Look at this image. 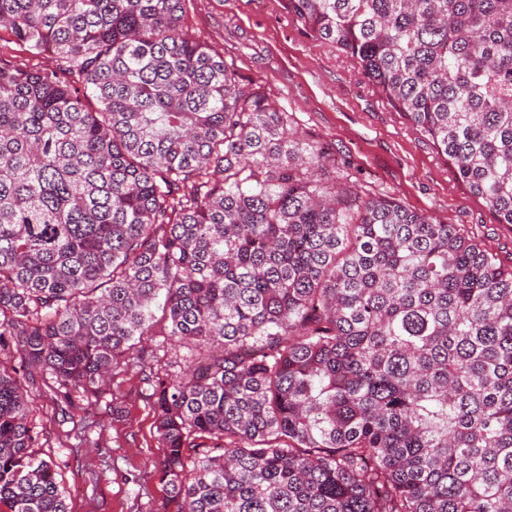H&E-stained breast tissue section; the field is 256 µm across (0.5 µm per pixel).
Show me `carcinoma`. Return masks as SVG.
<instances>
[{"instance_id":"cac0c4a2","label":"carcinoma","mask_w":512,"mask_h":512,"mask_svg":"<svg viewBox=\"0 0 512 512\" xmlns=\"http://www.w3.org/2000/svg\"><path fill=\"white\" fill-rule=\"evenodd\" d=\"M185 0H0V351L75 418L162 312L210 345L149 399L181 512H512V270L336 186ZM512 224V0H281ZM94 100L90 110L85 101ZM0 366V512H68ZM191 432L224 440L187 469ZM0 58L23 67L50 68L55 59L49 54L33 55L25 48L15 44L11 36L0 30Z\"/></svg>"}]
</instances>
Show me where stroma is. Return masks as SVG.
<instances>
[{
    "label": "stroma",
    "instance_id": "obj_1",
    "mask_svg": "<svg viewBox=\"0 0 512 512\" xmlns=\"http://www.w3.org/2000/svg\"><path fill=\"white\" fill-rule=\"evenodd\" d=\"M184 11L188 33L266 89L299 138L335 157L353 190L458 225L512 269V224L498 223L350 58L304 37L279 0H185ZM138 353L86 402L79 426L63 418L48 375L28 383L34 450L55 462L71 512H177L159 475L163 450L149 392L153 376L179 375L176 358L186 350L159 326Z\"/></svg>",
    "mask_w": 512,
    "mask_h": 512
}]
</instances>
